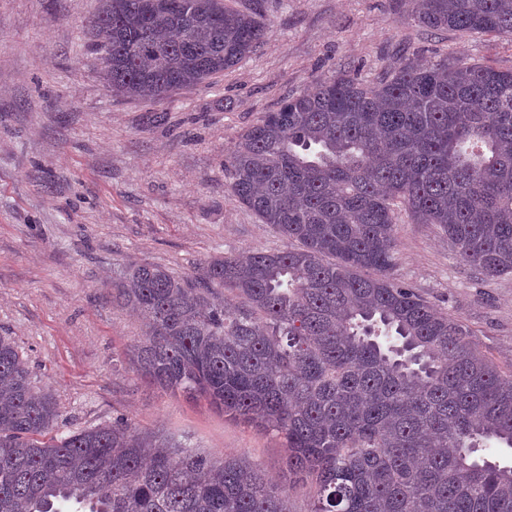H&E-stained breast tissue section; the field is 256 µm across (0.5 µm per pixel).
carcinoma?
I'll return each instance as SVG.
<instances>
[{"label":"carcinoma","mask_w":512,"mask_h":512,"mask_svg":"<svg viewBox=\"0 0 512 512\" xmlns=\"http://www.w3.org/2000/svg\"><path fill=\"white\" fill-rule=\"evenodd\" d=\"M411 5L433 33L512 37V0ZM93 28L112 92L152 103L266 34L224 0H100ZM228 163L232 195L291 247L212 257L192 276L130 267L112 298L144 322L137 375L283 436L288 471L316 487L310 512H512V464L487 453L512 449V379L461 319L390 276L399 204L476 274L512 276V69L341 72L265 113ZM60 416L0 336V512H289L287 487L244 456L123 415L48 437Z\"/></svg>","instance_id":"1"}]
</instances>
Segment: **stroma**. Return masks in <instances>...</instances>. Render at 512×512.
<instances>
[{
	"instance_id": "1",
	"label": "stroma",
	"mask_w": 512,
	"mask_h": 512,
	"mask_svg": "<svg viewBox=\"0 0 512 512\" xmlns=\"http://www.w3.org/2000/svg\"><path fill=\"white\" fill-rule=\"evenodd\" d=\"M258 12L265 40L235 67L160 104L112 95L89 27L99 0H0V335L37 386L53 390L56 432L128 416L139 428L247 455L285 479L287 448L207 400L132 370L139 317L108 296L133 263L192 275L211 257L284 250L240 204L225 169L241 133L316 80L375 79L405 59L463 56L512 69V39L431 33L409 0H224ZM396 282L460 318L512 377V276L478 280L438 227L400 216Z\"/></svg>"
}]
</instances>
